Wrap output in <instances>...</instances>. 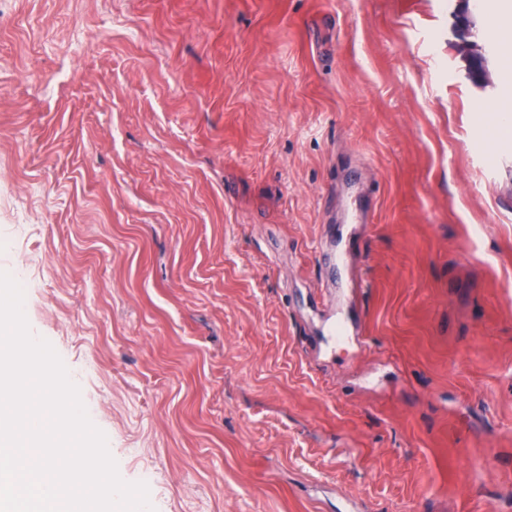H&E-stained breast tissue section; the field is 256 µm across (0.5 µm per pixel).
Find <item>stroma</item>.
<instances>
[{"instance_id": "35a3bbf8", "label": "stroma", "mask_w": 512, "mask_h": 512, "mask_svg": "<svg viewBox=\"0 0 512 512\" xmlns=\"http://www.w3.org/2000/svg\"><path fill=\"white\" fill-rule=\"evenodd\" d=\"M492 13L0 0V270L155 512H512Z\"/></svg>"}]
</instances>
